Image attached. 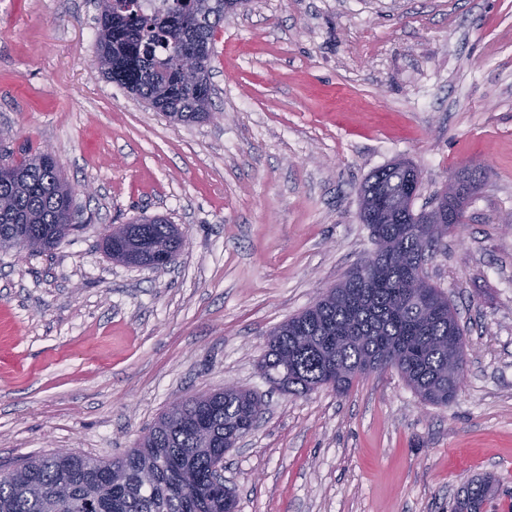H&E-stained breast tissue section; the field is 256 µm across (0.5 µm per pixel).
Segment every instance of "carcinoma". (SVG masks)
Instances as JSON below:
<instances>
[{
  "mask_svg": "<svg viewBox=\"0 0 512 512\" xmlns=\"http://www.w3.org/2000/svg\"><path fill=\"white\" fill-rule=\"evenodd\" d=\"M97 60L101 72L157 112L177 122L210 117L214 34L237 0H176L143 11L138 0H98ZM419 171L405 162L376 170L365 181L359 219L370 230L377 262L365 261L313 306L269 332L258 362L276 389L303 396L320 388L344 395L373 363L396 369L424 402L446 406L456 396L449 369L465 370L464 331L448 297L428 284L405 288L412 261L448 235V218L463 223V202L447 201L441 233L428 213L397 209L393 200L418 193ZM72 189L55 158L42 152L15 160L0 150V249H54L74 231ZM182 232L161 217L135 219L125 234L106 235V255L127 265L177 258ZM260 400L243 389L192 395L167 410L139 444L111 459L56 451L0 472V512H225L224 490L210 479L238 432H250ZM153 471L142 482L143 468ZM497 496L489 477L457 492L453 512H485Z\"/></svg>",
  "mask_w": 512,
  "mask_h": 512,
  "instance_id": "1",
  "label": "carcinoma"
}]
</instances>
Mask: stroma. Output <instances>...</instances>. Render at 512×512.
Masks as SVG:
<instances>
[{
	"mask_svg": "<svg viewBox=\"0 0 512 512\" xmlns=\"http://www.w3.org/2000/svg\"><path fill=\"white\" fill-rule=\"evenodd\" d=\"M95 0H0V131L52 148L80 228L0 250V470L70 449L113 458L179 397L254 391L224 454L237 512H449L478 475L512 512V0H250L218 27L212 116L172 123L106 79ZM415 210L484 171L425 264L466 336L433 406L388 368L347 394L271 390L270 330L373 251L360 188L396 160ZM162 217L163 270L112 262L109 225Z\"/></svg>",
	"mask_w": 512,
	"mask_h": 512,
	"instance_id": "1",
	"label": "stroma"
}]
</instances>
